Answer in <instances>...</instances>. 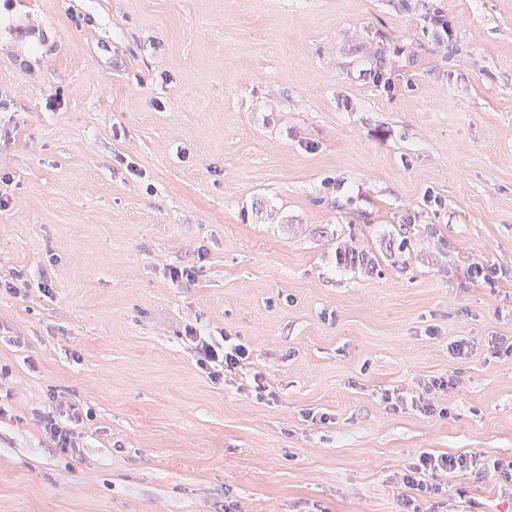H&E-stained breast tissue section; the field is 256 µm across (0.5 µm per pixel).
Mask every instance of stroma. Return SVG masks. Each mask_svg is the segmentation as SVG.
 <instances>
[{
	"label": "stroma",
	"mask_w": 512,
	"mask_h": 512,
	"mask_svg": "<svg viewBox=\"0 0 512 512\" xmlns=\"http://www.w3.org/2000/svg\"><path fill=\"white\" fill-rule=\"evenodd\" d=\"M0 197V512H512V0H0ZM185 336L194 344L198 367L214 382L251 364L252 351L238 339L231 341L230 336L222 334L218 339L192 326L186 328ZM456 385L457 381L453 377L424 383L421 388V394L418 395L416 400V407L424 413L433 414L436 412V405L434 403L435 394L438 392L447 391L448 389H452ZM72 411V412H71ZM63 412L59 415H46L42 419V429L46 437L51 440L56 448L67 450L78 447L75 437V428L83 420L82 414L76 408L70 407L66 411L65 418H62ZM483 459L477 455L469 457L448 454H433L424 452L419 456L418 464H414L409 471L414 475H404L402 484L408 489L409 494L405 495L404 505L412 507V512H421L422 503L427 501L431 491L435 490L433 484L429 483L427 478H434L439 474L456 473L468 468L480 469L485 467L481 463ZM417 475V476H416Z\"/></svg>",
	"instance_id": "1"
}]
</instances>
